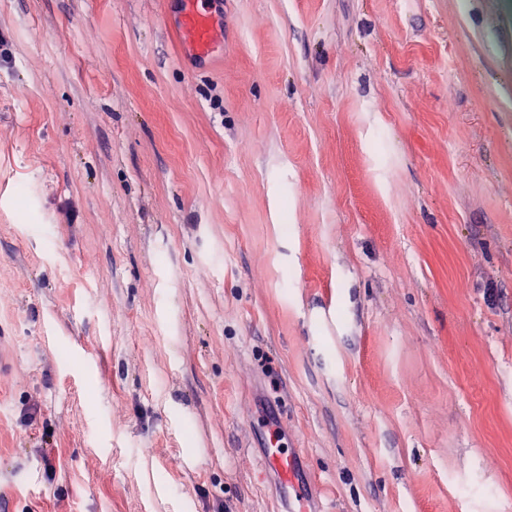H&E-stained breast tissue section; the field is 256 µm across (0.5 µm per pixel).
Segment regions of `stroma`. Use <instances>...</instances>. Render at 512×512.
I'll use <instances>...</instances> for the list:
<instances>
[{"mask_svg":"<svg viewBox=\"0 0 512 512\" xmlns=\"http://www.w3.org/2000/svg\"><path fill=\"white\" fill-rule=\"evenodd\" d=\"M206 6L0 0V512H512V8ZM203 1L205 0H187L189 10L183 29L189 32L190 39L195 42V46L205 52L209 51L212 46L214 23L210 13L203 7ZM263 466L271 470L277 477L278 488L285 498L282 512H308L304 497L295 489L293 453L285 452L279 445L276 428L271 429L266 442Z\"/></svg>","mask_w":512,"mask_h":512,"instance_id":"obj_1","label":"stroma"}]
</instances>
